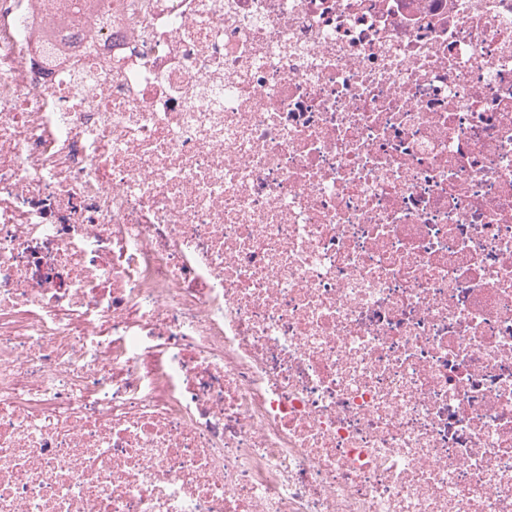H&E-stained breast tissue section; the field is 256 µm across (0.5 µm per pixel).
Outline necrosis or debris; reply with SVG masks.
I'll return each instance as SVG.
<instances>
[{
	"instance_id": "obj_1",
	"label": "necrosis or debris",
	"mask_w": 512,
	"mask_h": 512,
	"mask_svg": "<svg viewBox=\"0 0 512 512\" xmlns=\"http://www.w3.org/2000/svg\"><path fill=\"white\" fill-rule=\"evenodd\" d=\"M0 512H512V0H0Z\"/></svg>"
}]
</instances>
